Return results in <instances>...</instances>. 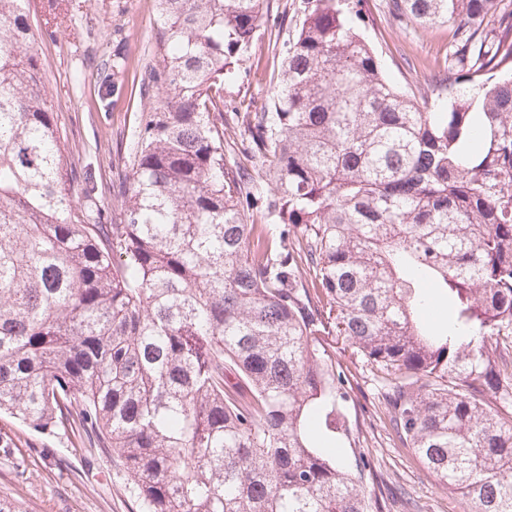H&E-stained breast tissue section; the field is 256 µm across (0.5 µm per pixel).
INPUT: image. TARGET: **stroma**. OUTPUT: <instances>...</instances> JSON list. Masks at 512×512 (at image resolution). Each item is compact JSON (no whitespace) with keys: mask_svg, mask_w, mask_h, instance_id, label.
<instances>
[{"mask_svg":"<svg viewBox=\"0 0 512 512\" xmlns=\"http://www.w3.org/2000/svg\"><path fill=\"white\" fill-rule=\"evenodd\" d=\"M76 35L37 38L44 85L76 165L91 167L104 192L97 205L104 215L117 207L110 187L124 170L120 149L126 146L142 109L137 63L154 47L155 0H84L75 13ZM362 35L378 53L388 79L402 88L431 81L443 72L451 45L448 27L429 30L406 19L384 17ZM123 43L128 60L125 96L110 105L99 96L93 59H111L114 43ZM274 52L262 44L237 83L226 85L228 99L263 103L270 88ZM336 356L348 365L351 400L346 411L355 427L352 447L377 458L397 497L392 512H405L415 502L418 512H461L458 502L442 492L417 459L394 439L381 412L380 395L369 366L351 349ZM0 430L22 436L16 448H0V495L21 498L24 512H140L124 471L111 454L93 448L74 452L62 435L26 432L15 419L0 416Z\"/></svg>","mask_w":512,"mask_h":512,"instance_id":"1","label":"stroma"}]
</instances>
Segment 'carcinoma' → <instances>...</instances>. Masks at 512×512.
Returning a JSON list of instances; mask_svg holds the SVG:
<instances>
[{
  "label": "carcinoma",
  "mask_w": 512,
  "mask_h": 512,
  "mask_svg": "<svg viewBox=\"0 0 512 512\" xmlns=\"http://www.w3.org/2000/svg\"><path fill=\"white\" fill-rule=\"evenodd\" d=\"M29 2L0 0V413L112 452L143 512H390L374 461L333 447L352 432L342 342L463 512H512V0H389L453 30L416 92L357 33L367 0H303L260 108L224 85L269 0H156L109 224ZM69 15L47 0L41 34Z\"/></svg>",
  "instance_id": "obj_1"
}]
</instances>
